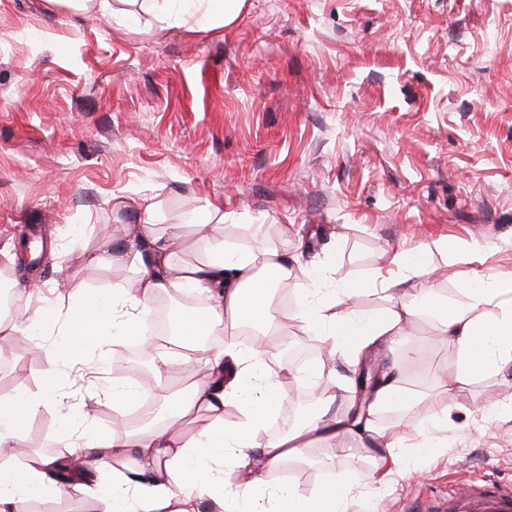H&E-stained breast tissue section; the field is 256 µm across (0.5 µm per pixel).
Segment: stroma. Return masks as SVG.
<instances>
[{"mask_svg": "<svg viewBox=\"0 0 512 512\" xmlns=\"http://www.w3.org/2000/svg\"><path fill=\"white\" fill-rule=\"evenodd\" d=\"M120 8L132 22L0 0V245L22 255L0 267L27 317L126 284L83 256L144 197L160 225L223 207L230 243L294 234L327 288L375 279L398 247L430 248L436 291L459 309L470 275L512 274V0H239L208 31ZM437 325L421 314L403 339L428 359L384 341L368 354L423 397L377 415L405 470L372 484L365 454L328 468L313 447L265 484L308 497L350 476L347 512H447L462 483H512V367L441 395L431 375L455 376L458 356L433 350ZM46 368L39 348L0 353V393L39 391ZM443 398L448 445L418 452L419 416ZM63 429L41 408L24 451L54 454Z\"/></svg>", "mask_w": 512, "mask_h": 512, "instance_id": "35a3bbf8", "label": "stroma"}]
</instances>
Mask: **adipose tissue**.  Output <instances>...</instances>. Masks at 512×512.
<instances>
[{
    "instance_id": "obj_1",
    "label": "adipose tissue",
    "mask_w": 512,
    "mask_h": 512,
    "mask_svg": "<svg viewBox=\"0 0 512 512\" xmlns=\"http://www.w3.org/2000/svg\"><path fill=\"white\" fill-rule=\"evenodd\" d=\"M146 9L169 22L192 21L208 30L223 26L226 19L225 0H148ZM138 211L141 223L135 230L108 254L93 252L87 259L91 269L106 260L122 265L133 274L131 284L74 300L67 339L47 347L49 368L41 394L0 395V512H25L33 498L50 497L65 488L96 501L98 512H201L205 505L211 512H224L228 502L235 512H275L279 507L284 512H345V492L336 483L321 485L307 498L287 485L270 491L260 466L287 464L315 445L323 448L329 464L351 450L369 455L371 477L379 483L404 464V457L392 453V440L374 424L377 410L387 405L418 410L419 400L398 379H388L375 389L361 424H354L346 411L322 412L292 431L265 438L261 432L280 384L257 369L265 349L248 352L234 344L203 356L192 398L182 410L186 416L206 411L212 418L210 427L179 438L173 422L155 419L134 432L116 426L104 433L91 418H83L65 432L66 447L80 451L66 485L54 475L58 457L38 452L18 455L23 428L39 407L52 403L67 411L72 408L68 395L55 384L57 361L80 356L85 374L93 375L97 359L110 345L141 335L143 317L156 294L173 289L207 295L206 328L216 333L229 321L253 327L266 324L274 288L299 274L311 282L317 278L313 271L296 270L297 258L290 254L288 242L260 251L230 245L212 234L211 226L224 221L219 209H206L189 225L162 226L153 221L151 199L142 198ZM193 227L203 233L204 256L186 262L178 252ZM387 260L415 280L417 293L380 280L388 305L383 314L369 316L317 301L314 289H306L296 297L292 311L304 334L326 337L333 348L355 356L378 339L393 341L406 335L413 320L429 310L439 322L435 343L458 351L457 384L466 385L512 364V274L468 286L467 308L460 311L436 296L426 249L392 250ZM229 404L237 405L242 416L232 428L224 425V408ZM203 457L210 460L209 468L198 467ZM228 459L235 461L236 471L225 472ZM106 470L111 471L112 482L103 492L96 480Z\"/></svg>"
}]
</instances>
